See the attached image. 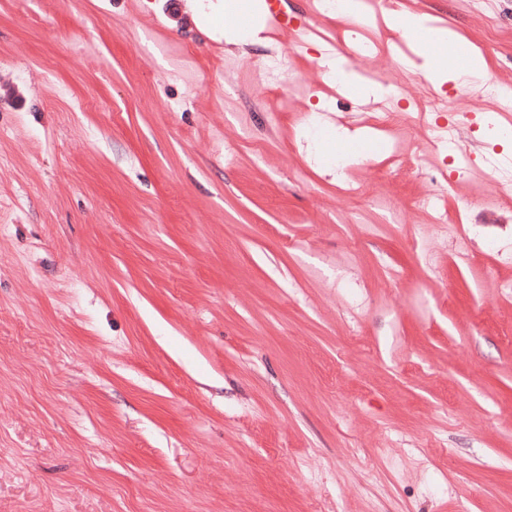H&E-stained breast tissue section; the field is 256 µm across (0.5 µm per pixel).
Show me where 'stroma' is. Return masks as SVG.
<instances>
[{"label": "stroma", "instance_id": "stroma-1", "mask_svg": "<svg viewBox=\"0 0 512 512\" xmlns=\"http://www.w3.org/2000/svg\"><path fill=\"white\" fill-rule=\"evenodd\" d=\"M0 0V512H512V189L387 167L329 94L317 0ZM403 0L512 85V0ZM242 34L225 43L211 27ZM293 48L299 93L267 90ZM286 108L283 120L272 110ZM397 131L403 146L430 126ZM315 158H308V150ZM448 184L435 224L421 198ZM294 56V50H287L271 53L268 55V59L265 61V67L267 69L271 90H277V78L280 75L288 74V70H292V59Z\"/></svg>", "mask_w": 512, "mask_h": 512}]
</instances>
